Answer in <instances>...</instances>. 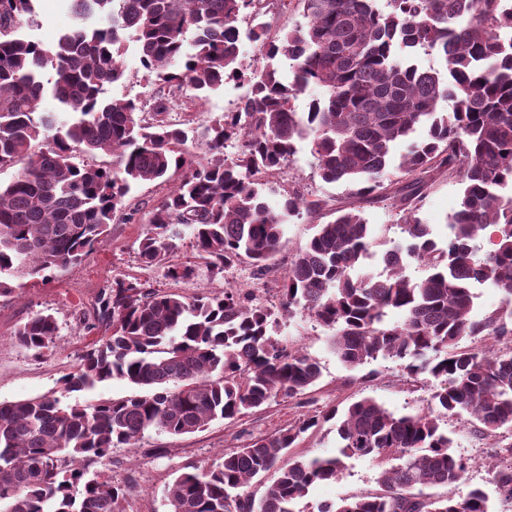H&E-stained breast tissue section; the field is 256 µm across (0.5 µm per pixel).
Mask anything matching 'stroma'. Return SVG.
I'll return each mask as SVG.
<instances>
[{"label": "stroma", "instance_id": "35a3bbf8", "mask_svg": "<svg viewBox=\"0 0 512 512\" xmlns=\"http://www.w3.org/2000/svg\"><path fill=\"white\" fill-rule=\"evenodd\" d=\"M77 23V18L62 0H36L35 21L25 33L51 48ZM123 65L126 79L110 86L109 95L141 100L167 95L166 87L145 77L134 51L124 54ZM243 92V87L230 82L203 101L180 96L177 102L183 109L181 120L193 128L202 126L211 117L232 111ZM269 187L266 198L273 205L280 202L282 190L293 188L337 204L345 202L347 197L343 185L329 184L321 179L310 148L304 142L300 143L297 154L282 173L271 179ZM163 195L164 189L157 183L138 185L126 208L129 220H114L81 264L55 269L44 278L26 279L20 290L0 296V402H14L47 393L58 388L67 374L77 372L86 350L100 336L99 331H88L85 324L93 314L100 290L109 285L113 277H134L147 287L166 291L175 289L189 296L214 294L228 283L256 285L260 288L259 303L279 309L280 283L276 276L255 280L254 270L246 262L224 273H215L203 261L197 260L187 238L178 240L172 260L195 266L192 281L179 284L169 277L167 266L141 264L135 254L137 240L146 227L150 211ZM460 196V184L443 178L429 184L424 191L415 216L421 223L431 225L437 240H446V224L457 209ZM332 218L331 210L327 209L317 215L304 213L290 219L284 226V245L276 257L278 270L288 267L296 249L312 237L317 224ZM40 312L55 316L59 332L54 348L37 356L17 347L12 336L18 324ZM328 336V331L304 312H295L283 320L282 339L303 350L321 366V378L305 394L270 402L231 422H212L205 430L192 435L152 432L146 434L136 447L114 449L111 460L99 464L98 469L114 481L132 483L126 512H168L163 488L183 464L191 463L204 469L215 467L223 461L226 449L276 434L301 419L334 408L344 409L363 397L374 398L398 415L418 411L431 403L435 391L433 381L410 378L400 362L390 359L380 358L355 369L349 368L332 352ZM447 430L454 440V453L469 459L470 468L459 483L431 488V495L459 499L475 488L494 494L495 487L485 464L491 449L499 443L498 437L476 432L463 418L449 419ZM155 448L166 449V456H152L151 451ZM377 476L378 470L369 460H348L339 479L315 486L302 501L301 508L303 512H317L321 502L376 491Z\"/></svg>", "mask_w": 512, "mask_h": 512}]
</instances>
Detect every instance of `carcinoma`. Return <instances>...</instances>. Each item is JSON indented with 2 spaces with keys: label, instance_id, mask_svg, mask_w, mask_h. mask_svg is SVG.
<instances>
[{
  "label": "carcinoma",
  "instance_id": "1",
  "mask_svg": "<svg viewBox=\"0 0 512 512\" xmlns=\"http://www.w3.org/2000/svg\"><path fill=\"white\" fill-rule=\"evenodd\" d=\"M34 2L0 0V170L23 164L0 184V294L12 293L14 280L80 264L144 182L173 183L138 239L144 265L169 262L187 234L213 270L247 261L258 280L275 273L284 224L329 206L288 190L275 209L263 194V174L281 173L305 141L321 178L345 185L351 199H389L393 164L406 207L438 176L462 185L444 245L429 225L402 216L406 237L384 253L385 276L365 270L379 242L355 206L316 225L282 276L284 311L299 308L328 330L344 365L400 361L409 377L439 382L434 405L398 416L363 397L340 417L327 412L324 419L338 418L332 457L292 452L319 425L312 416L225 452L212 469L185 465L164 488L168 512H302L310 489L338 480L352 458L380 468L379 490L318 512H492L479 488L459 500L420 488L452 486L469 468L452 452L448 418L465 414L488 435L512 430V351L459 346L512 335V313L471 318L478 285L492 284L512 303V39L497 37L512 29V0H299L305 25L274 36L256 9L261 0H69L80 22L54 48L23 33ZM245 20L258 50L252 65L240 58ZM130 43L158 84L190 88L199 101L231 81L249 93L197 139L171 119L163 97L103 98L125 78ZM420 50L436 52L441 68L410 62ZM48 64L56 71L49 86L41 77ZM312 84L322 97L296 111ZM48 93L69 114L65 124L40 111ZM444 98L451 110L439 112ZM419 127L426 139L411 140ZM86 154L106 161H80ZM490 227L485 251L478 239ZM410 259L425 277L407 275ZM168 274L186 283L195 267L172 264ZM392 311L400 320H388ZM94 320L105 335L60 389L0 403V512H125L130 486L94 469L113 449L133 448L152 430L183 436L232 421L321 377L316 360L278 338L281 318L256 304L251 288L188 297L116 277L100 292ZM57 330L52 314L37 313L13 341L41 355ZM113 379L135 392L64 401ZM489 474L512 504V442L495 449Z\"/></svg>",
  "mask_w": 512,
  "mask_h": 512
}]
</instances>
